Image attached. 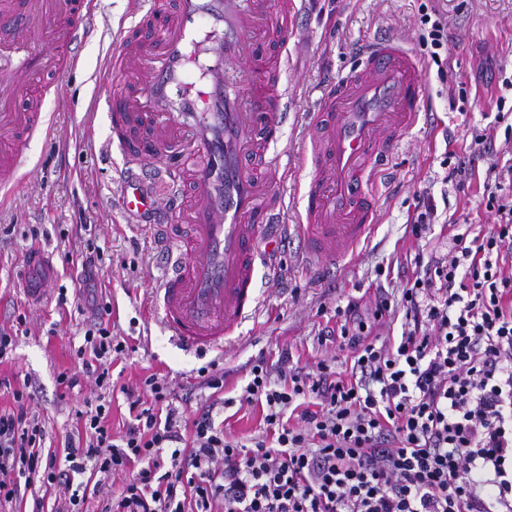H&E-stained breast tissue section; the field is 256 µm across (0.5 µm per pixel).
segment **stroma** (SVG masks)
<instances>
[{"label": "stroma", "instance_id": "35a3bbf8", "mask_svg": "<svg viewBox=\"0 0 512 512\" xmlns=\"http://www.w3.org/2000/svg\"><path fill=\"white\" fill-rule=\"evenodd\" d=\"M270 2L272 11L291 16L294 26L278 84L286 114L277 176L285 223L296 222L314 172L306 144L312 133L309 114L324 85L357 66L361 43L389 36L418 51L421 9L428 6L446 24L448 62L440 67L427 57L421 61L428 102L403 134L380 182L377 223L357 256L312 264L294 235L277 254L280 280L259 273L257 313L220 354L230 397L239 396L246 384L247 363L261 355L276 362L284 347L303 370L332 357L337 372H345V352L318 343L322 330L336 322V306L356 298L368 320L379 292L400 300L402 269L415 254L446 251L451 235L494 223L484 187L494 181L493 167L512 165V0ZM135 7L136 0H96L94 35L81 45L77 67L60 76L46 98L52 134L26 146L24 184L0 207V327L26 318L11 359L0 364V377L35 382L31 406L56 452L76 426L75 407L97 394L90 379L67 393L55 381L59 371L76 366L86 329L76 300L57 303L60 290L71 288L70 276L86 245L103 254L99 277L102 299L112 308V333L129 338L133 347L119 363L122 383L136 386L157 374L177 395H190L192 403L210 399L196 379L208 355L174 344L164 327L158 307L162 265L151 231L132 223L117 204L116 179L125 159L109 141L100 72L114 34L129 26ZM479 135L488 138L480 157L474 154ZM446 160L462 167V177H448ZM422 194L434 199L437 217L418 239L409 226ZM37 246L50 254L56 274L44 299L31 303L21 286L25 256Z\"/></svg>", "mask_w": 512, "mask_h": 512}]
</instances>
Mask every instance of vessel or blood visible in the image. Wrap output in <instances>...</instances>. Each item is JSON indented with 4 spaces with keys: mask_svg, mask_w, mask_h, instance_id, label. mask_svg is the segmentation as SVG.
I'll return each instance as SVG.
<instances>
[{
    "mask_svg": "<svg viewBox=\"0 0 512 512\" xmlns=\"http://www.w3.org/2000/svg\"><path fill=\"white\" fill-rule=\"evenodd\" d=\"M93 7L94 0H0V205L25 179L28 140L52 132L43 75L78 65L70 40L90 33ZM141 17L158 19L156 37L146 44L121 32L105 63V72L129 78L123 96L105 98L109 128L127 165L153 149L159 172L173 175L175 188L162 203L125 173L119 201L135 218L152 210L164 215V323L181 346L207 352L223 348L255 312V245L283 208L268 178L280 166L282 103L261 86L230 88L226 68L243 61L271 69V56L255 45L287 42L288 33L277 28L269 0H177L171 10L166 0H147ZM37 35L67 41L43 58L30 49ZM18 87L27 103L7 111ZM426 99L417 58L391 38L365 49L360 70L323 88L312 115L316 172L294 227L311 260L356 256L375 224L381 167ZM27 264L23 291L38 302L50 269L36 250Z\"/></svg>",
    "mask_w": 512,
    "mask_h": 512,
    "instance_id": "obj_1",
    "label": "vessel or blood"
}]
</instances>
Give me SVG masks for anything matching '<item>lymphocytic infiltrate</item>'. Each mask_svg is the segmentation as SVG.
Wrapping results in <instances>:
<instances>
[{
	"mask_svg": "<svg viewBox=\"0 0 512 512\" xmlns=\"http://www.w3.org/2000/svg\"><path fill=\"white\" fill-rule=\"evenodd\" d=\"M497 222L473 239L455 235L451 253L416 254L402 290V333H377L391 310L379 295L372 322L356 298L335 309L336 327L319 336L348 351L350 374L327 361L315 371L250 362L233 404L265 407L262 435L227 438L214 404L186 412L166 379L142 387L112 378L128 353L100 301L98 248L87 247L74 278L88 315L76 351L81 373L61 371L75 388L93 377L94 407L76 413L63 456L42 455V420L29 406L31 381L0 408V507L24 499L41 479L64 489L55 512H512V201L489 195ZM122 393L130 422L109 424L111 394ZM125 480L97 504L72 493L75 476Z\"/></svg>",
	"mask_w": 512,
	"mask_h": 512,
	"instance_id": "1",
	"label": "lymphocytic infiltrate"
}]
</instances>
